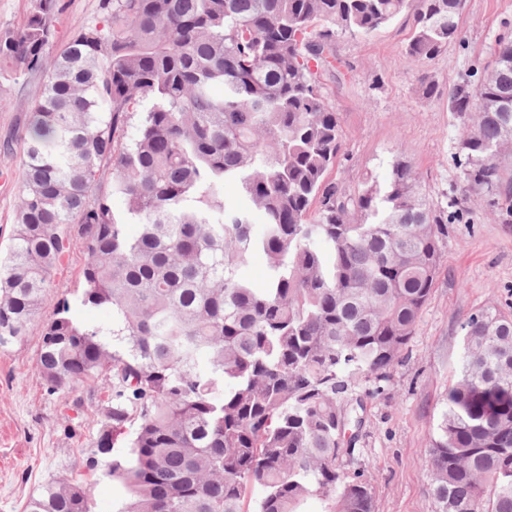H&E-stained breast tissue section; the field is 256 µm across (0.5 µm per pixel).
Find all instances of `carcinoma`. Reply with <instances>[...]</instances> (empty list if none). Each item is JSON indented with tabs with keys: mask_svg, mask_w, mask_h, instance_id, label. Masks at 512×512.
<instances>
[{
	"mask_svg": "<svg viewBox=\"0 0 512 512\" xmlns=\"http://www.w3.org/2000/svg\"><path fill=\"white\" fill-rule=\"evenodd\" d=\"M99 7L103 24L55 54L59 0H31L0 32V88L20 75L34 84L0 263V348L37 334L51 392L108 379L86 467L122 487L115 512H306L312 499L322 512H372L365 471L344 464L357 390L381 391L405 358L452 216L401 159L354 195L329 180L344 140L320 76L338 34L367 36L405 11L407 60H434L461 39L464 0ZM448 104L463 123L448 206L489 195L511 224L500 158L512 145V39L498 38L478 84L448 87ZM226 186L264 214L261 231ZM76 243L75 301L110 309V329L81 322L66 296L42 315ZM258 254L261 282L247 275ZM461 329L460 373L424 450L433 495L438 512H512V312L481 308ZM24 512H92L90 490L54 480Z\"/></svg>",
	"mask_w": 512,
	"mask_h": 512,
	"instance_id": "obj_1",
	"label": "carcinoma"
}]
</instances>
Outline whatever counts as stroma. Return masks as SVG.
<instances>
[{
  "mask_svg": "<svg viewBox=\"0 0 512 512\" xmlns=\"http://www.w3.org/2000/svg\"><path fill=\"white\" fill-rule=\"evenodd\" d=\"M61 3L58 43L102 19L99 0ZM459 24L462 43L423 65L405 57L407 14L367 36H337L335 68L320 81L341 117L344 154L329 178L342 191L356 192L369 176L385 180L401 157L420 173L434 205L447 207L460 184L454 156L463 127L448 107V88L489 64L497 38L512 26V0H465ZM424 72L438 83L430 98L419 89ZM29 92L22 79L0 89V143L24 138ZM21 178L18 154L0 151V254L11 245ZM441 248L442 265L408 356L385 392L365 400L353 464L365 470L373 512H437L423 450L459 373L461 324L485 305L512 308V224L500 223L486 203L466 204ZM39 348L38 336L30 335L0 349V512H23L48 481L81 478L100 434L101 383L48 391L37 369Z\"/></svg>",
  "mask_w": 512,
  "mask_h": 512,
  "instance_id": "35a3bbf8",
  "label": "stroma"
}]
</instances>
